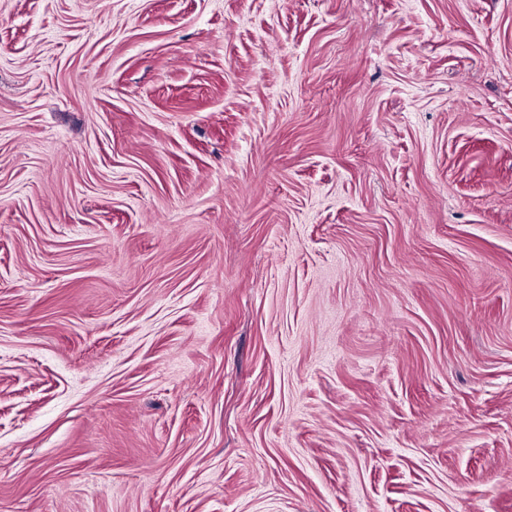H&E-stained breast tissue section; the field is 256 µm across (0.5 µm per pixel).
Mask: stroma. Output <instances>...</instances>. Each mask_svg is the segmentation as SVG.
I'll return each instance as SVG.
<instances>
[{
    "instance_id": "1",
    "label": "stroma",
    "mask_w": 512,
    "mask_h": 512,
    "mask_svg": "<svg viewBox=\"0 0 512 512\" xmlns=\"http://www.w3.org/2000/svg\"><path fill=\"white\" fill-rule=\"evenodd\" d=\"M0 512H512V0H0Z\"/></svg>"
}]
</instances>
